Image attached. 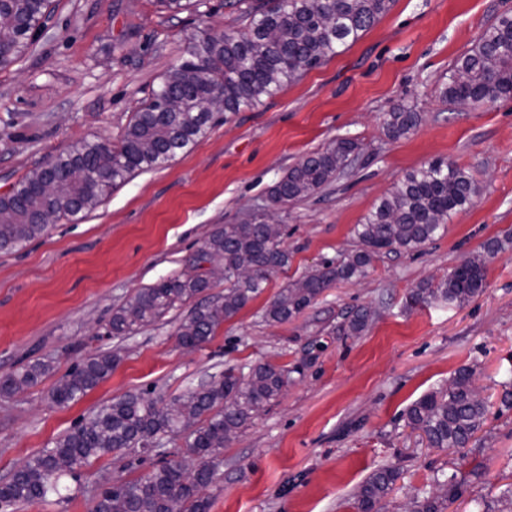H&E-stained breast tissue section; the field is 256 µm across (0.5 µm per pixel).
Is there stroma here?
I'll return each mask as SVG.
<instances>
[{"instance_id": "obj_1", "label": "stroma", "mask_w": 512, "mask_h": 512, "mask_svg": "<svg viewBox=\"0 0 512 512\" xmlns=\"http://www.w3.org/2000/svg\"><path fill=\"white\" fill-rule=\"evenodd\" d=\"M512 0H394L362 38L251 109L214 120L190 152L136 174L89 214L63 220L0 252V377L42 360L37 386L0 395V482L80 418L128 393L170 400L208 387L226 369L268 363L287 370L281 395L226 445L206 495L209 512H355L375 470L399 469L390 512H409L435 474L457 475L462 496L448 512H512V408L501 404L512 369V247L487 265L484 292L465 306L406 303L464 257L512 230V99L458 108L443 91L456 61ZM238 8L200 0L171 14L156 0H52L29 52L0 70V195L29 171L83 143H119L197 30H242ZM405 104L419 112L394 139L383 120ZM359 149L344 173L279 209L287 268L212 340L188 353L179 325L195 301L129 336H113V312L137 292L186 271L215 228L271 209L277 182L335 139ZM436 160L464 169L478 187L421 251L376 259L366 276L339 281L285 322L267 310L288 283L357 249V224L404 177ZM360 307L375 314L357 336L344 325ZM118 353L112 375L77 402L51 392L70 368ZM489 399L482 429L463 448L409 438L408 408L461 366ZM186 434L163 438L162 455L133 451L91 460L80 488L8 512H92L101 491L134 481L162 456H186Z\"/></svg>"}]
</instances>
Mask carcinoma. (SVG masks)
I'll list each match as a JSON object with an SVG mask.
<instances>
[{
	"label": "carcinoma",
	"instance_id": "carcinoma-1",
	"mask_svg": "<svg viewBox=\"0 0 512 512\" xmlns=\"http://www.w3.org/2000/svg\"><path fill=\"white\" fill-rule=\"evenodd\" d=\"M393 0H256L248 6L249 23L238 34L217 35L198 30L189 37L186 57L163 78L151 101L134 113L116 146H82L57 156L26 174L0 196V250L22 247L63 219H74L97 208L113 189L140 171L166 165L192 150L209 129L213 112L207 104L223 98V111L253 108L275 96L285 85L358 41L391 8ZM51 11V0H0V69L26 55L27 34ZM445 96L455 103L493 102L512 98V17L488 28L479 43L455 66ZM420 115L401 106L388 113L390 136L402 137L419 123ZM357 144L339 138L325 151L308 157L280 179L272 191L276 204L307 197L334 179L355 153ZM51 183L53 190L43 186ZM476 186L461 168L435 162L415 170L383 197L357 225L360 248L281 289L268 316L284 322L309 307L335 281L368 273L383 254L420 250L443 228L455 211L472 204ZM502 242L487 245L483 254L464 258L441 281L427 282L408 297L411 306L442 300L463 306L484 291L486 268ZM224 261V297L196 307L178 332L182 343L198 347L210 341L224 320L233 317L266 288L288 265V253L264 234L262 217L215 229L192 259L191 271L141 289L112 314L114 336H127L155 322L211 287L200 263ZM369 320L355 311L346 334L357 336ZM119 358L113 353L86 357L71 368L52 392L65 406L83 397L112 375ZM49 365L36 361L0 378V393L16 394L36 386ZM472 370L459 368L450 386L419 398L407 411L405 426L419 433L430 448H463L484 424L487 400L470 395ZM286 385L284 370L258 364L244 373L224 371V379L171 399L167 404L129 394L102 407L71 432L53 442L0 482V499L8 506L43 499L59 492L60 480L78 482L91 460L122 450L148 453L163 435L188 431L187 446L198 461L190 470L170 460L135 481H121L102 492L93 512H208V498L197 494L201 483L214 481L215 459L240 434L254 414L276 399ZM59 457L72 460V469H56ZM399 472L374 471L361 485L357 512H382ZM463 483H448L441 498L427 495L413 502L411 512H446L458 500Z\"/></svg>",
	"mask_w": 512,
	"mask_h": 512
}]
</instances>
